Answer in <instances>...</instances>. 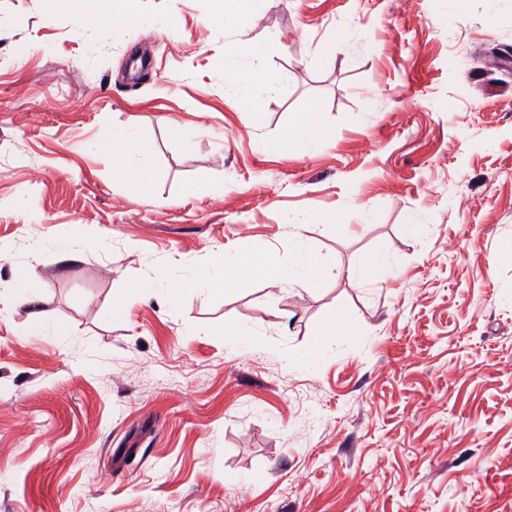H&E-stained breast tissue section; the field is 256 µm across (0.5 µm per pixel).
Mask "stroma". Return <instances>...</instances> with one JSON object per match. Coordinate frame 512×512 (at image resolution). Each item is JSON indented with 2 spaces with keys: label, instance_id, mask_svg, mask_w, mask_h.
<instances>
[{
  "label": "stroma",
  "instance_id": "35a3bbf8",
  "mask_svg": "<svg viewBox=\"0 0 512 512\" xmlns=\"http://www.w3.org/2000/svg\"><path fill=\"white\" fill-rule=\"evenodd\" d=\"M216 9L137 0L130 29L0 0V512H512V0ZM258 39L244 104L224 56ZM313 101L327 139L279 149ZM116 126L151 202L87 149ZM293 224L335 266L318 287L189 288L227 251L287 262ZM370 250L392 272L349 280ZM160 273L176 303L131 294Z\"/></svg>",
  "mask_w": 512,
  "mask_h": 512
}]
</instances>
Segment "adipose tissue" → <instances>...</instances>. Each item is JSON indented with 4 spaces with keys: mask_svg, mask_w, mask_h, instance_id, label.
Here are the masks:
<instances>
[{
    "mask_svg": "<svg viewBox=\"0 0 512 512\" xmlns=\"http://www.w3.org/2000/svg\"><path fill=\"white\" fill-rule=\"evenodd\" d=\"M269 43L256 41L245 51H230L225 55L224 81L229 90L239 97H247L253 80L259 79V72H245L240 65L241 57L257 60L268 53ZM112 148L113 172L119 178L136 185L142 196H149L152 175L141 159L148 152L147 145L124 130H113L109 137ZM218 274L201 273L191 286L197 291L213 294L235 290L252 279L275 278L286 282H299L314 287L329 274L334 266L330 260L295 245L288 265H281L278 257L270 252L224 253L216 262Z\"/></svg>",
    "mask_w": 512,
    "mask_h": 512,
    "instance_id": "adipose-tissue-1",
    "label": "adipose tissue"
}]
</instances>
